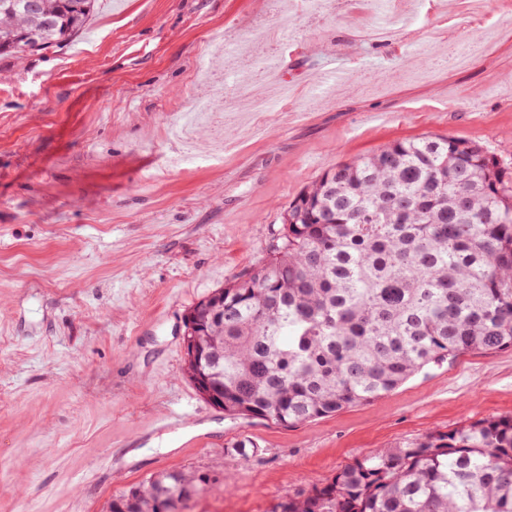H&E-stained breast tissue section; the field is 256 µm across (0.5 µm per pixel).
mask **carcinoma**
<instances>
[{"label":"carcinoma","instance_id":"carcinoma-1","mask_svg":"<svg viewBox=\"0 0 512 512\" xmlns=\"http://www.w3.org/2000/svg\"><path fill=\"white\" fill-rule=\"evenodd\" d=\"M94 0H0V54L65 44ZM185 373L230 415L283 426L378 398L431 363L512 348V168L453 136L394 141L324 172L270 256L193 306ZM169 472L112 501L153 512ZM271 512H512V416L355 459Z\"/></svg>","mask_w":512,"mask_h":512}]
</instances>
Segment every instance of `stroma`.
<instances>
[{
  "mask_svg": "<svg viewBox=\"0 0 512 512\" xmlns=\"http://www.w3.org/2000/svg\"><path fill=\"white\" fill-rule=\"evenodd\" d=\"M262 21L288 33L295 99L172 136L200 64L235 83ZM334 68L347 90L315 84ZM506 85L512 0H98L73 43L0 56V512H110L166 471L212 478L184 512H270L376 449L512 415V349L291 427L225 414L183 373L189 310L266 259L336 164L450 135L512 165ZM172 411L185 425L160 427Z\"/></svg>",
  "mask_w": 512,
  "mask_h": 512,
  "instance_id": "obj_1",
  "label": "stroma"
}]
</instances>
